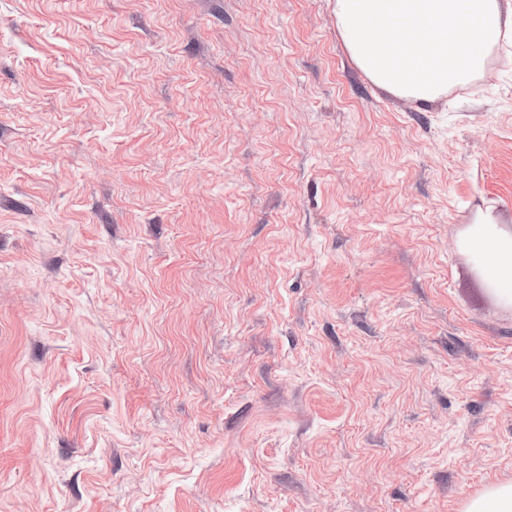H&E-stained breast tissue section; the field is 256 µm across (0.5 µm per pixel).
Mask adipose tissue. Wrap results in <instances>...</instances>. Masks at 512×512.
Here are the masks:
<instances>
[{
	"instance_id": "obj_1",
	"label": "adipose tissue",
	"mask_w": 512,
	"mask_h": 512,
	"mask_svg": "<svg viewBox=\"0 0 512 512\" xmlns=\"http://www.w3.org/2000/svg\"><path fill=\"white\" fill-rule=\"evenodd\" d=\"M481 46L455 31L468 0H335L336 28L360 70L378 87L416 102L436 101L486 72L485 50L512 36V0H480ZM498 300L512 307V229L480 214L460 239Z\"/></svg>"
}]
</instances>
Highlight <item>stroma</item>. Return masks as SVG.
<instances>
[{"mask_svg": "<svg viewBox=\"0 0 512 512\" xmlns=\"http://www.w3.org/2000/svg\"><path fill=\"white\" fill-rule=\"evenodd\" d=\"M334 0H0V512H460L512 481V42L418 105ZM460 247L476 258L498 300L512 307V229L496 224L489 210L465 229Z\"/></svg>", "mask_w": 512, "mask_h": 512, "instance_id": "1", "label": "stroma"}]
</instances>
